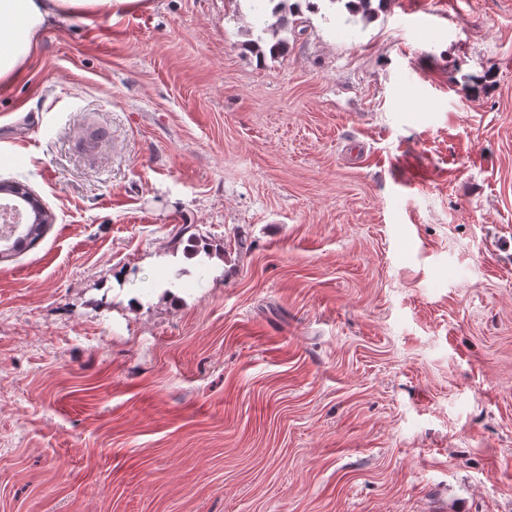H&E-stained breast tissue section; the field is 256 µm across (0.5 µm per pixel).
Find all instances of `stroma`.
Instances as JSON below:
<instances>
[{
  "label": "stroma",
  "instance_id": "1",
  "mask_svg": "<svg viewBox=\"0 0 512 512\" xmlns=\"http://www.w3.org/2000/svg\"><path fill=\"white\" fill-rule=\"evenodd\" d=\"M255 18L52 20L0 87L53 216L0 257V512H512V0Z\"/></svg>",
  "mask_w": 512,
  "mask_h": 512
}]
</instances>
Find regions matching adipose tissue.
<instances>
[{
  "instance_id": "adipose-tissue-1",
  "label": "adipose tissue",
  "mask_w": 512,
  "mask_h": 512,
  "mask_svg": "<svg viewBox=\"0 0 512 512\" xmlns=\"http://www.w3.org/2000/svg\"><path fill=\"white\" fill-rule=\"evenodd\" d=\"M138 0H0V84L17 81L49 17L112 16Z\"/></svg>"
}]
</instances>
